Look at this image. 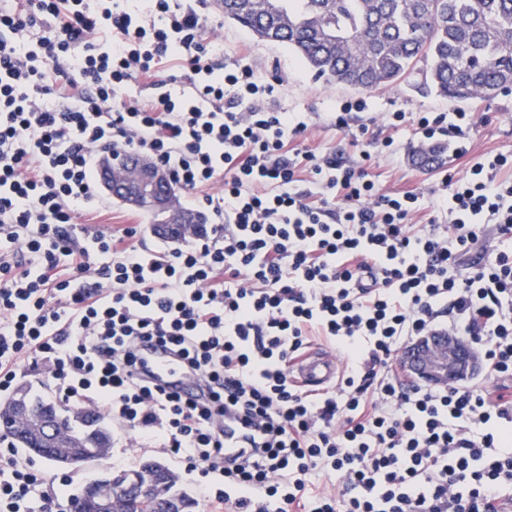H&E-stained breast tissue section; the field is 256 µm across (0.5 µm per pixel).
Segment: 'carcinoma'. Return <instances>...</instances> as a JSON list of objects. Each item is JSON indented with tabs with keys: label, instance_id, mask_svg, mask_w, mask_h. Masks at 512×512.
I'll return each mask as SVG.
<instances>
[{
	"label": "carcinoma",
	"instance_id": "1",
	"mask_svg": "<svg viewBox=\"0 0 512 512\" xmlns=\"http://www.w3.org/2000/svg\"><path fill=\"white\" fill-rule=\"evenodd\" d=\"M224 19L261 42L292 49L328 83L389 87L424 60L420 88L458 101L512 86V0H221ZM43 426L23 429L0 416V439L38 448L58 464L102 459L112 444L99 416L66 414L50 401L20 396ZM93 482L71 500L100 512Z\"/></svg>",
	"mask_w": 512,
	"mask_h": 512
}]
</instances>
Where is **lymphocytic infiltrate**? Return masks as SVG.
<instances>
[{"instance_id":"f902f5d3","label":"lymphocytic infiltrate","mask_w":512,"mask_h":512,"mask_svg":"<svg viewBox=\"0 0 512 512\" xmlns=\"http://www.w3.org/2000/svg\"><path fill=\"white\" fill-rule=\"evenodd\" d=\"M203 28L182 0L0 8V395L24 363L42 365L63 401L105 411L198 475L211 512H503L512 409L483 388L404 386L392 365L444 317L482 345L491 374L512 376V251L460 266L487 227L512 239V180L497 177L512 159L474 164L412 231L418 193L381 191L363 170L291 147L306 123L252 69L218 70ZM170 55L189 69L177 95L158 78ZM143 76L150 95L123 100ZM473 122L425 112L417 129L429 145ZM117 147L184 189L217 186L197 201L210 228L167 256L133 227L77 238L96 160ZM313 334L350 366L321 393L288 373ZM156 347L196 398L148 372ZM229 423L250 436L230 465ZM317 473L337 492L310 490ZM48 486L0 448V512H34Z\"/></svg>"}]
</instances>
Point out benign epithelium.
Returning <instances> with one entry per match:
<instances>
[{
	"label": "benign epithelium",
	"mask_w": 512,
	"mask_h": 512,
	"mask_svg": "<svg viewBox=\"0 0 512 512\" xmlns=\"http://www.w3.org/2000/svg\"><path fill=\"white\" fill-rule=\"evenodd\" d=\"M101 174V186L108 196L158 215L156 233L192 231L199 223L197 216L180 204L167 173L147 155L114 153L102 162ZM477 365L478 356L471 342L443 331H431L419 337L406 348L400 361L401 370L409 378L438 388L467 379ZM133 494L151 505L168 499L163 487L149 475L140 478L117 473L111 482L101 484L99 490L106 512H120L117 502Z\"/></svg>",
	"instance_id": "obj_1"
}]
</instances>
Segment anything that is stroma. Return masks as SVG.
I'll use <instances>...</instances> for the list:
<instances>
[{
    "label": "stroma",
    "instance_id": "obj_1",
    "mask_svg": "<svg viewBox=\"0 0 512 512\" xmlns=\"http://www.w3.org/2000/svg\"><path fill=\"white\" fill-rule=\"evenodd\" d=\"M208 38L221 42L222 54L216 64L248 65L255 74L272 81L275 99L287 112L302 113L308 127L298 137L299 146L319 156H333L346 164L363 168L381 190L413 189L421 195V211L415 216L418 224L427 223L433 203L443 190L445 177L465 178L474 163L487 155H512V89L500 91L483 101L458 102L433 92L419 91L418 86L427 68L420 61L412 73L396 86L386 90L366 91L345 84H326L317 80L313 71L287 47L257 41L245 29L225 21L210 4L199 7ZM366 100V111L357 113L348 127L336 125L337 104ZM458 111L473 113L471 126L462 155H446L435 168L423 169L414 165L412 156L420 145L417 119L423 112ZM402 112L405 122L399 127L388 123L387 115ZM392 147H385V140ZM98 203L83 210L80 227L86 232L111 233L121 224L139 226L140 239L160 255L170 254L174 241L155 234L151 219L144 211L128 207L98 193ZM112 447L100 461L74 472L73 482L57 487L59 498H70L79 486L96 479L102 472L138 468L143 462L157 460L166 464L178 477L177 491L186 493L193 503L191 512H208L194 476L185 474L177 459L170 453L150 445L138 444L131 432L112 428Z\"/></svg>",
    "mask_w": 512,
    "mask_h": 512
}]
</instances>
